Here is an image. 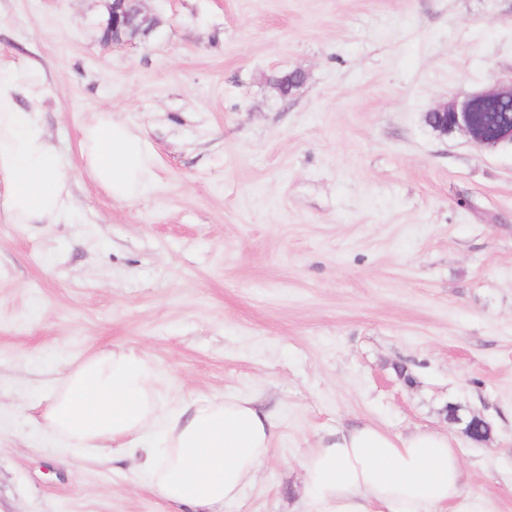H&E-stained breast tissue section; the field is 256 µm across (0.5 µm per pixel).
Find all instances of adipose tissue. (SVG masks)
Masks as SVG:
<instances>
[{
    "mask_svg": "<svg viewBox=\"0 0 512 512\" xmlns=\"http://www.w3.org/2000/svg\"><path fill=\"white\" fill-rule=\"evenodd\" d=\"M17 93L14 81L0 79V215L9 224L64 222L72 211L67 161ZM81 154L115 201L144 194L153 181L146 142L124 122L106 117L86 126ZM41 420L81 449L127 448L159 433L161 445L141 469L177 512H222L237 501L267 461L276 427L248 396L164 409L152 365L132 351L100 352L70 369ZM301 469L304 512H500L497 499L466 491L463 461L437 430L340 426L307 452Z\"/></svg>",
    "mask_w": 512,
    "mask_h": 512,
    "instance_id": "obj_1",
    "label": "adipose tissue"
}]
</instances>
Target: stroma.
Returning a JSON list of instances; mask_svg holds the SVG:
<instances>
[{"mask_svg":"<svg viewBox=\"0 0 512 512\" xmlns=\"http://www.w3.org/2000/svg\"><path fill=\"white\" fill-rule=\"evenodd\" d=\"M105 46L104 0H0V74L67 159L65 224L0 220V512H173L136 459L48 435L70 367L144 356L166 408L250 395L267 462L224 512H302L300 462L363 419L448 434L466 488L512 512V149L425 115L512 78V0H144ZM306 75L290 97L276 76ZM142 134L154 179L117 202L83 128ZM457 403L487 442L448 420ZM143 0H106L107 19L103 45L135 44L146 40L160 25V19L142 6ZM112 29V35H106Z\"/></svg>","mask_w":512,"mask_h":512,"instance_id":"obj_1","label":"stroma"}]
</instances>
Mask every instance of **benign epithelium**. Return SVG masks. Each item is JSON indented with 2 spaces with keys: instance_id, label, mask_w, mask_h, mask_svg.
<instances>
[{
  "instance_id": "1",
  "label": "benign epithelium",
  "mask_w": 512,
  "mask_h": 512,
  "mask_svg": "<svg viewBox=\"0 0 512 512\" xmlns=\"http://www.w3.org/2000/svg\"><path fill=\"white\" fill-rule=\"evenodd\" d=\"M107 19L101 42L104 45L134 44L147 39L160 25V19L142 6V0H106ZM486 102H512V84L494 82L465 96H450L430 113L448 117L451 126H438L436 131L446 134L452 130L466 135L477 146L485 149L512 147V123L500 125L493 134H486L474 119L475 112ZM453 421L464 425L463 433L474 439V432L485 430L492 435L491 424L479 415L454 416Z\"/></svg>"
}]
</instances>
